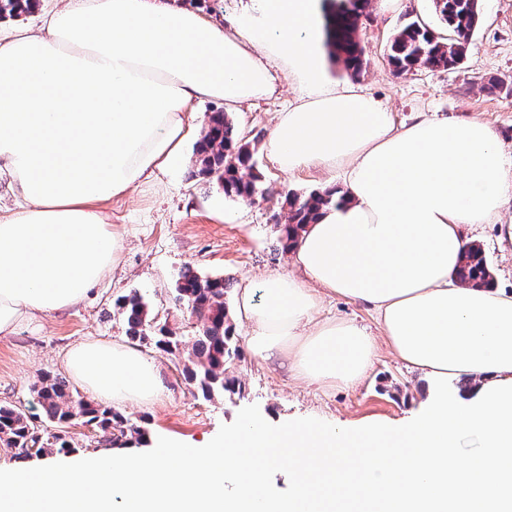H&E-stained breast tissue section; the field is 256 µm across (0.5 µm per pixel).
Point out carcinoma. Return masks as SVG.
Wrapping results in <instances>:
<instances>
[{
  "label": "carcinoma",
  "mask_w": 512,
  "mask_h": 512,
  "mask_svg": "<svg viewBox=\"0 0 512 512\" xmlns=\"http://www.w3.org/2000/svg\"><path fill=\"white\" fill-rule=\"evenodd\" d=\"M35 0H0V18L16 16L32 8ZM327 46L330 56L352 75L361 73L364 54L359 39V22L367 14L370 0H323ZM432 9L452 36L446 38L428 24L413 20L399 29L390 41L388 63L399 74L421 66L452 68L461 60L465 44L481 21L480 0H431ZM196 173L216 179L224 194L251 201L259 193V176L243 171L253 169L250 143L244 141L232 120L224 112H214L196 144ZM335 192H312L306 196L288 194V223L280 225L279 242L288 251L291 234L301 232L314 223L321 212L336 203ZM455 278L473 288L489 286L492 275L480 247H464L455 271ZM229 284L222 277H202L190 270L176 283L174 301L196 319L192 343L163 322L156 325L158 335L151 336L146 327L153 320L148 303L133 294L120 303L128 325V338L134 343L152 344L166 354L179 357L181 373L206 400L224 393L241 390V383L227 370L241 358L235 331L229 322L224 302ZM49 422L58 432L43 442L38 428L15 406L0 405V444L28 456L42 453L46 447L69 448V429L79 422L102 434L109 448H124L131 439L142 438L145 432L129 422L119 410L101 406L74 393L60 377L42 375L33 386Z\"/></svg>",
  "instance_id": "carcinoma-1"
}]
</instances>
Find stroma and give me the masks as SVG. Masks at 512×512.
Wrapping results in <instances>:
<instances>
[{
	"mask_svg": "<svg viewBox=\"0 0 512 512\" xmlns=\"http://www.w3.org/2000/svg\"><path fill=\"white\" fill-rule=\"evenodd\" d=\"M482 13L461 65L398 75L388 63L387 45L410 20L436 24L432 4L398 0L386 10L372 7L359 29L367 59L363 72L350 76L341 64L329 60L325 76L339 86L350 82L361 87L387 108L398 127L420 116L484 123L512 156V96L486 89L492 79L512 86V0H482ZM262 61L277 78L275 92L231 114L251 144L262 196L251 202L232 198L215 179L194 175L197 139L189 137L184 167L157 173L128 197L106 203L113 223L124 231L121 262L113 275L91 289L78 307L0 338V404L22 409L40 434L51 433L53 427L32 391L33 383L43 373L66 377L61 354L75 342L96 338L127 343V325L117 307L120 300L140 294L157 319L174 328L185 327L188 314L176 306L173 291L179 275L189 268L202 276L228 280L225 301L235 307L243 280L257 282L267 274L289 271L278 242L279 227L288 221L286 195L323 190L329 179L335 189H343V168L286 173L270 159L265 143L275 116L302 96L304 89L278 58L266 55ZM510 222L512 205L503 209L497 221L470 231L484 251L495 286L507 293H512V243L501 240L499 227ZM140 350L155 360L168 388L164 400L152 409L121 408L132 423L150 434V442L141 446L148 454L170 440L189 447L203 445L233 432L245 420L273 426L313 423L336 431L379 422L397 429L417 412L428 384L421 371L383 344L367 376L350 388L304 381L281 360L265 361L247 352L231 369L241 382L242 394L206 400L181 375L177 359L145 344ZM69 436L73 445L69 451L51 448L40 455L19 457L0 447V467H37L103 450L94 430H73Z\"/></svg>",
	"mask_w": 512,
	"mask_h": 512,
	"instance_id": "1",
	"label": "stroma"
}]
</instances>
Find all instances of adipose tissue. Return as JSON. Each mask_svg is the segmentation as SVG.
Instances as JSON below:
<instances>
[{
  "mask_svg": "<svg viewBox=\"0 0 512 512\" xmlns=\"http://www.w3.org/2000/svg\"><path fill=\"white\" fill-rule=\"evenodd\" d=\"M259 13L227 30L172 0H78L41 32L0 42V176L22 199L0 206V336L85 300L120 261L123 233L104 203L184 162L193 101L233 108L270 94L269 51L308 93L277 114L268 154L288 172L344 167L346 190L289 251L300 276L239 289L250 350L353 387L382 338L435 386H473L460 407L432 405L395 433L249 422L205 451L174 441L153 456L16 468L0 475V512H253L267 467L284 461L318 512H512V295L451 282L465 227L512 200L496 135L478 121L394 127L361 88L327 83L317 0H259ZM327 294L369 305L381 336L317 320ZM64 364L105 406L150 409L166 391L153 360L120 343L76 342ZM470 432L481 448L457 461ZM229 469L240 478L231 500Z\"/></svg>",
  "mask_w": 512,
  "mask_h": 512,
  "instance_id": "obj_1",
  "label": "adipose tissue"
}]
</instances>
